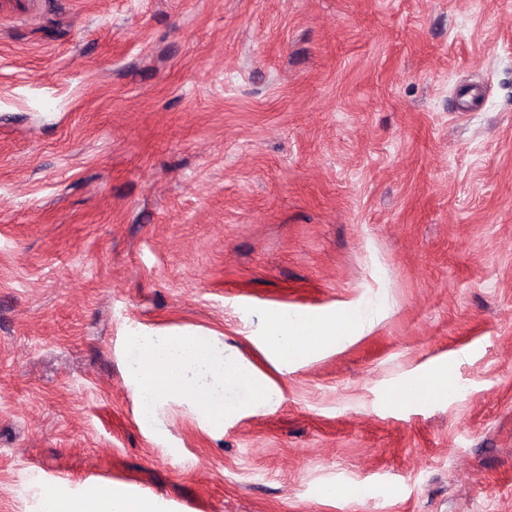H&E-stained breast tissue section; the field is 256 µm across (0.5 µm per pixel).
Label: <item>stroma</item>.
I'll list each match as a JSON object with an SVG mask.
<instances>
[{
    "mask_svg": "<svg viewBox=\"0 0 512 512\" xmlns=\"http://www.w3.org/2000/svg\"><path fill=\"white\" fill-rule=\"evenodd\" d=\"M350 306L336 350L258 348ZM161 329L282 401L143 427L124 344ZM443 364L458 395L388 402ZM100 487L512 512V0H0V512ZM262 323L261 351L276 367L285 368L357 339L369 318L352 306L319 319L272 310L263 315Z\"/></svg>",
    "mask_w": 512,
    "mask_h": 512,
    "instance_id": "stroma-1",
    "label": "stroma"
}]
</instances>
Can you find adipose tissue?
<instances>
[{
    "label": "adipose tissue",
    "mask_w": 512,
    "mask_h": 512,
    "mask_svg": "<svg viewBox=\"0 0 512 512\" xmlns=\"http://www.w3.org/2000/svg\"><path fill=\"white\" fill-rule=\"evenodd\" d=\"M262 323L261 351L276 367L285 368L357 339L369 318L352 306L319 319L273 310L263 315ZM42 512H158V503L150 496L129 497L102 488L81 498L47 496Z\"/></svg>",
    "instance_id": "adipose-tissue-1"
}]
</instances>
